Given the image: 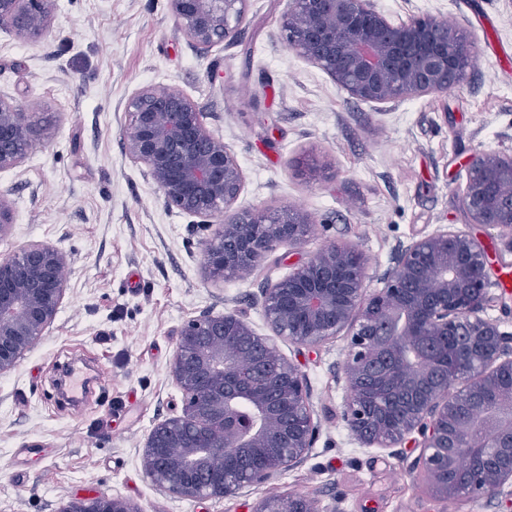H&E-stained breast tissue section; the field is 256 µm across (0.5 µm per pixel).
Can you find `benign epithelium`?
<instances>
[{
    "label": "benign epithelium",
    "mask_w": 512,
    "mask_h": 512,
    "mask_svg": "<svg viewBox=\"0 0 512 512\" xmlns=\"http://www.w3.org/2000/svg\"><path fill=\"white\" fill-rule=\"evenodd\" d=\"M248 0H168L187 39L207 52L235 37ZM57 0H0V26L29 42L50 30ZM289 48L360 102L382 105L463 84L474 62L467 37L431 15L397 24L371 0H288ZM125 156L145 167L165 203L222 224L203 264L222 280L251 270L281 247L308 241L307 214L239 210L244 172L182 90L134 92L125 106ZM50 125L0 97V171L22 164ZM459 200L471 224L512 242V153L476 152ZM15 213L0 191V238ZM67 255L31 242L0 259V374L38 344L65 295ZM367 266L354 247L330 243L260 289L272 335L242 314L203 310L178 329L171 374L180 412L156 422L141 451L144 474L179 499L222 500L303 464L317 426L305 376L277 340L320 346L344 335L348 396L343 418L367 447L394 448L414 433L433 495L512 498V336L480 313L491 302L481 242L438 230L401 247L367 294ZM257 455L242 465L241 450ZM465 452L492 456L454 473ZM59 512H139L119 496L71 499ZM253 512H322L302 494L263 498Z\"/></svg>",
    "instance_id": "1"
}]
</instances>
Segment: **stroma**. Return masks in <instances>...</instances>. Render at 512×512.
<instances>
[{
  "label": "stroma",
  "mask_w": 512,
  "mask_h": 512,
  "mask_svg": "<svg viewBox=\"0 0 512 512\" xmlns=\"http://www.w3.org/2000/svg\"><path fill=\"white\" fill-rule=\"evenodd\" d=\"M373 6L397 23L429 13L460 28L475 51L463 85L382 106L353 100L284 43L288 0H249L238 34L206 53L167 0H57L37 43L0 27V95L53 121L47 142L0 171L16 214L0 258L33 241L68 257L53 325L0 374V512H59L96 494L139 512H253L288 492L318 498L324 512H512L501 498L443 502L412 468L417 449L395 456L351 436L340 337L278 343L307 378L318 427L302 466L221 501L170 497L141 469L147 434L181 397L170 370L181 324L207 308L240 311L267 333L255 295L328 243L363 255L373 291L399 246L440 228L467 232L489 254L494 298L483 315L512 334V289L497 284L512 244L469 223L458 197L468 156L512 153V0ZM144 87L179 88L200 106L244 171L237 208L303 210L316 228L309 241L279 248L246 278L211 279L203 254L214 227L167 206L124 154V107ZM76 359L99 387L73 414L56 403L53 379Z\"/></svg>",
  "instance_id": "stroma-1"
}]
</instances>
